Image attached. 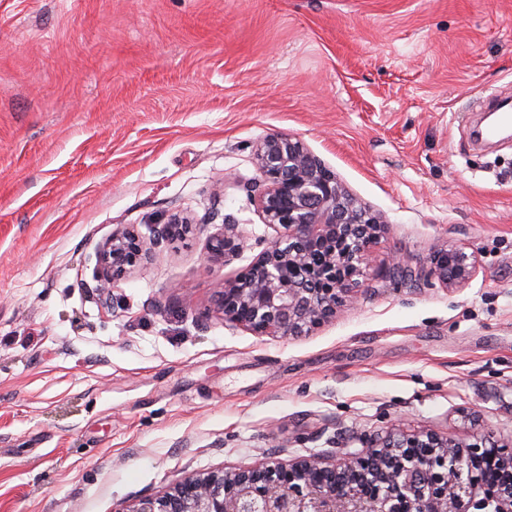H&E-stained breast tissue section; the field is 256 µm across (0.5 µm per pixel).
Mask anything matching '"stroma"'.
Listing matches in <instances>:
<instances>
[{"mask_svg": "<svg viewBox=\"0 0 512 512\" xmlns=\"http://www.w3.org/2000/svg\"><path fill=\"white\" fill-rule=\"evenodd\" d=\"M496 96L512 0H0V512H114L398 419L512 442V139L466 123ZM271 133L388 223L360 301L300 338L206 314L275 237ZM176 209L200 232L103 303L96 245ZM222 218L249 242L215 264ZM446 244L477 256L466 287L394 274Z\"/></svg>", "mask_w": 512, "mask_h": 512, "instance_id": "1", "label": "stroma"}]
</instances>
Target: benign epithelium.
<instances>
[{
  "label": "benign epithelium",
  "mask_w": 512,
  "mask_h": 512,
  "mask_svg": "<svg viewBox=\"0 0 512 512\" xmlns=\"http://www.w3.org/2000/svg\"><path fill=\"white\" fill-rule=\"evenodd\" d=\"M253 162L262 182L258 208L276 238L248 269L216 284L210 312L256 336H308L358 301L385 222L297 136H265L253 147ZM192 232L177 214L154 225L148 239L116 227L96 249L98 291L110 295L157 247ZM246 243L239 225L225 224L207 249L223 259ZM477 264L465 246H438L413 276L453 291L473 280ZM495 465L512 473V444L489 435L409 433L399 420L357 439L331 464L313 455L203 472L114 512H512V482L499 488L486 480Z\"/></svg>",
  "instance_id": "obj_1"
}]
</instances>
